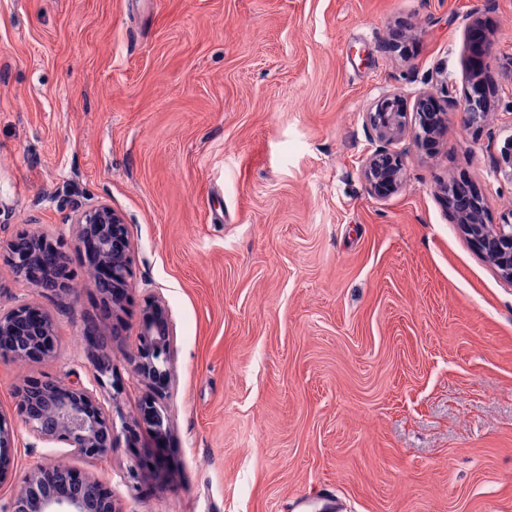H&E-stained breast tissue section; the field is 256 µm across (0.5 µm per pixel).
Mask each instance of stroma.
<instances>
[{
	"label": "stroma",
	"mask_w": 512,
	"mask_h": 512,
	"mask_svg": "<svg viewBox=\"0 0 512 512\" xmlns=\"http://www.w3.org/2000/svg\"><path fill=\"white\" fill-rule=\"evenodd\" d=\"M491 51L487 122L405 137L397 191L372 194L365 114L385 92L462 81L471 21ZM512 0H0V247L69 242L72 286L0 265V305L54 320L53 359H0L8 500L62 462L123 512H512V282L461 231L468 178L512 215L489 138L512 134ZM73 198L123 213L136 277L119 336L101 315ZM173 331L160 402L132 376L146 294ZM102 350L135 425L105 456L38 441L27 380L89 382ZM137 466L140 489L127 478ZM142 418L144 421H146L149 427L152 428L157 438L160 439L167 435L169 430L168 418L165 416L162 410L156 406L155 399L147 398L144 401L142 408Z\"/></svg>",
	"instance_id": "stroma-1"
}]
</instances>
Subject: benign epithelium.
<instances>
[{
  "label": "benign epithelium",
  "mask_w": 512,
  "mask_h": 512,
  "mask_svg": "<svg viewBox=\"0 0 512 512\" xmlns=\"http://www.w3.org/2000/svg\"><path fill=\"white\" fill-rule=\"evenodd\" d=\"M489 47L479 46L472 71L462 96H457L454 82L441 77L440 90L445 98V111L436 112L432 97L420 94L416 101L418 124L413 127L415 141L424 142L441 132L448 123V111L460 112L469 125L484 122L488 115L486 93H476L482 85V58ZM408 112L402 95L388 92L365 113L366 125L375 135L377 146L363 160L361 173L373 190H391L401 181V156L389 145L400 139L408 128ZM494 158L493 172L512 181V135L503 144H490ZM74 225L78 239L89 252L90 272L96 283L112 284V292L104 296V304L118 315L125 294L135 278L133 259L128 241V225L119 211L106 203L72 202ZM460 223L473 242L481 247L502 275L512 280V222L489 224L480 193H474L472 205L459 211ZM50 245L57 256V266L67 267L68 242L64 237L47 240L38 233L26 238L23 248L12 245L4 256L10 272L18 279L31 276L36 267H46L42 248ZM161 302L153 298L142 312L139 324V346L133 360L135 376L144 382L166 381L171 374L172 330L160 316ZM57 340L53 320L27 303L0 307V357L13 361L44 360L55 353ZM112 362L99 358L92 365L95 386H111ZM15 408L33 434L44 443H60L73 454L97 459L104 456L122 430L133 433L132 426L116 420L102 407L96 391L84 383L71 381L33 383L20 387L15 396ZM142 418L157 438L167 435L168 418L156 406L153 398L144 401ZM0 512H122L112 502V496L98 481L77 474L72 468L54 464L31 474Z\"/></svg>",
  "instance_id": "obj_1"
}]
</instances>
